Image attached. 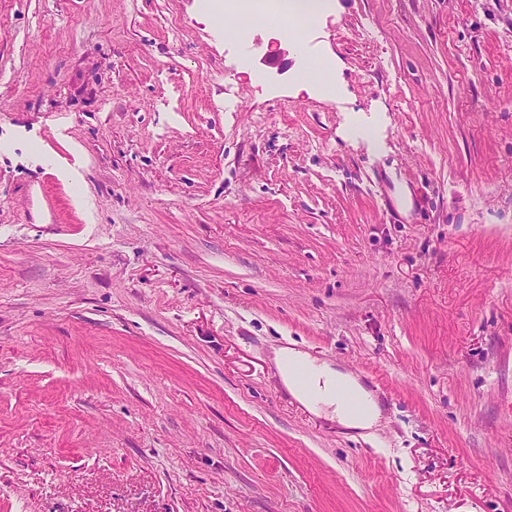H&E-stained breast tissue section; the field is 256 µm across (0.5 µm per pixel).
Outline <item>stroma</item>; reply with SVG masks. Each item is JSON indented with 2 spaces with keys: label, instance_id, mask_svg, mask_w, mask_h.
Wrapping results in <instances>:
<instances>
[{
  "label": "stroma",
  "instance_id": "obj_1",
  "mask_svg": "<svg viewBox=\"0 0 512 512\" xmlns=\"http://www.w3.org/2000/svg\"><path fill=\"white\" fill-rule=\"evenodd\" d=\"M0 512H512V0H0ZM212 2L213 8L219 19L224 22V39L227 42H235L240 35L239 22L253 16L263 17L273 30L286 36H292L297 32V27L292 23L291 15L286 8L288 0H206ZM231 23L232 26H225ZM276 366L281 380L291 395L311 412L320 414L352 430H369L380 417L377 403L368 397L365 390L350 375L334 369L327 363H318L306 352L294 347L281 348L276 353ZM304 365L310 374L312 390L297 383L295 367ZM342 384L361 396L366 406L362 413L351 414L336 400L334 387Z\"/></svg>",
  "mask_w": 512,
  "mask_h": 512
}]
</instances>
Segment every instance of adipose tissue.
<instances>
[{
  "label": "adipose tissue",
  "instance_id": "adipose-tissue-1",
  "mask_svg": "<svg viewBox=\"0 0 512 512\" xmlns=\"http://www.w3.org/2000/svg\"><path fill=\"white\" fill-rule=\"evenodd\" d=\"M275 362L285 387L311 412L335 420L352 430L371 429L379 419L380 409L374 401H367L362 413L352 414L336 399V385L342 384L352 391H359V384L350 375L334 369L329 364L317 362L306 352L292 347L281 348L276 354ZM300 364L304 365L310 374L311 388H304L296 381L295 368Z\"/></svg>",
  "mask_w": 512,
  "mask_h": 512
}]
</instances>
